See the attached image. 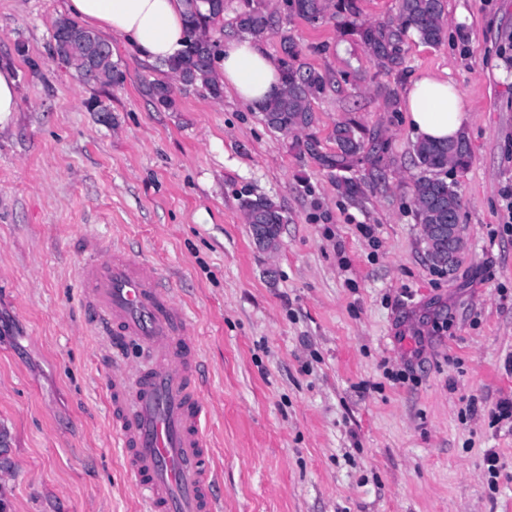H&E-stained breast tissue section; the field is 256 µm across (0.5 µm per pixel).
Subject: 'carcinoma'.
<instances>
[{"mask_svg": "<svg viewBox=\"0 0 512 512\" xmlns=\"http://www.w3.org/2000/svg\"><path fill=\"white\" fill-rule=\"evenodd\" d=\"M244 5L235 17L239 32L262 37L274 31L273 15L255 0H243ZM288 14L296 15L308 23L322 21L327 14L340 19V24L350 26L359 33L364 45L377 60L381 71L390 73L399 68L404 59V45L409 32L413 31L425 44L441 42L445 26V0H399L395 17L384 24L357 23L359 15L357 0H284ZM224 10L215 5L209 13L197 10L188 13L187 38L184 49L165 61V67L184 85L200 84L208 93L219 98L222 85L213 76V64L219 54L217 41L200 37L201 32L210 31L211 24L222 16ZM72 31L83 35L88 30L76 22L63 18L57 22L53 39L55 53L69 64L83 78L119 81L120 73L112 64L111 51L101 54L98 61L90 66L85 60V47L80 43H67L65 37ZM282 56L278 66L282 76V90L260 107L266 126L278 133L296 135L311 128L315 114L311 103L326 88L327 78L320 71L299 62L298 51L293 39L281 34ZM152 94L158 105L171 108L175 105L174 87L166 83L152 86ZM336 154L324 157V165L330 169H347L353 162H365L375 168L384 153V144L373 142L366 145L358 126L343 122L335 130ZM417 164L420 169L415 179V205L419 223L445 224L448 219L459 220L461 207L457 193L441 177L448 166L463 168L470 158L466 140L427 141L420 140L414 145ZM250 224H268L271 243L274 246L281 225L288 222L273 202L266 198H244L241 202Z\"/></svg>", "mask_w": 512, "mask_h": 512, "instance_id": "cac0c4a2", "label": "carcinoma"}]
</instances>
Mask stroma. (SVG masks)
I'll return each instance as SVG.
<instances>
[{
	"instance_id": "35a3bbf8",
	"label": "stroma",
	"mask_w": 512,
	"mask_h": 512,
	"mask_svg": "<svg viewBox=\"0 0 512 512\" xmlns=\"http://www.w3.org/2000/svg\"><path fill=\"white\" fill-rule=\"evenodd\" d=\"M67 0H0V67L19 107L0 130V477L7 512H147L112 440L108 354L85 325V242L122 246L173 282L198 343L202 424L221 512H512V0H446L440 45L408 35L380 73L358 34L260 0L326 74L317 152L231 93L177 87L107 35L120 81H88L54 52ZM423 73L464 99L471 157L449 168L465 250L427 258L404 97ZM382 140L379 169L327 168L334 131ZM357 178L354 202L338 188ZM288 221L256 245L242 196ZM478 412L469 415L466 406ZM496 451L500 468L484 461Z\"/></svg>"
}]
</instances>
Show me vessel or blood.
I'll use <instances>...</instances> for the list:
<instances>
[{"mask_svg":"<svg viewBox=\"0 0 512 512\" xmlns=\"http://www.w3.org/2000/svg\"><path fill=\"white\" fill-rule=\"evenodd\" d=\"M84 307L115 344L134 341L147 369L112 366V436L148 493L150 512H215V472L201 431L199 350L173 288L155 267L124 252H94L78 273Z\"/></svg>","mask_w":512,"mask_h":512,"instance_id":"obj_1","label":"vessel or blood"}]
</instances>
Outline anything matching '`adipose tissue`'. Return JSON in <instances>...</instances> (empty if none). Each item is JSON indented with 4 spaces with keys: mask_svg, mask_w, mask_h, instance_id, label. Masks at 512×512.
<instances>
[{
    "mask_svg": "<svg viewBox=\"0 0 512 512\" xmlns=\"http://www.w3.org/2000/svg\"><path fill=\"white\" fill-rule=\"evenodd\" d=\"M68 10L87 25L124 38L151 62L166 60L183 47L187 0H69ZM219 79L254 107L281 85L275 60L251 38L225 42ZM405 110L414 135L422 140L458 137L465 119L460 94L430 73L411 79Z\"/></svg>",
    "mask_w": 512,
    "mask_h": 512,
    "instance_id": "adipose-tissue-1",
    "label": "adipose tissue"
}]
</instances>
